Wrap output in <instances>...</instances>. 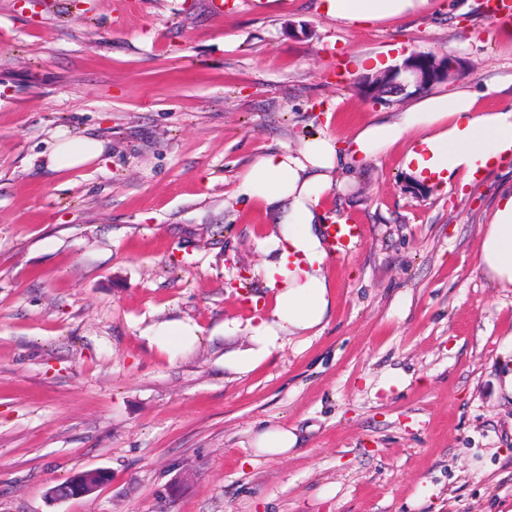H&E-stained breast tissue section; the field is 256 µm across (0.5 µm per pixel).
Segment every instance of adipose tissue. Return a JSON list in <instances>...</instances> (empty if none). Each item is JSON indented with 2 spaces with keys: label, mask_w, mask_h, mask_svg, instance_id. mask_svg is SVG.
Here are the masks:
<instances>
[{
  "label": "adipose tissue",
  "mask_w": 512,
  "mask_h": 512,
  "mask_svg": "<svg viewBox=\"0 0 512 512\" xmlns=\"http://www.w3.org/2000/svg\"><path fill=\"white\" fill-rule=\"evenodd\" d=\"M432 0H322L324 17L350 28L399 22L431 12ZM512 77L474 91L461 84L449 93H429L392 118H374L347 138L329 134L306 140L298 150L259 157L241 176L238 195L254 200L276 226L272 236L278 254L265 263L273 292L269 307L252 317L251 349L229 363L247 372L269 355L281 337L320 330L333 301L327 273L331 261L324 241L326 222L321 205L334 184L339 162L377 160L400 153L406 172L429 183L458 180L470 188L494 167L512 164ZM497 107H489V100ZM102 141L92 134H57L48 166L58 171L98 158ZM477 270L494 284L512 288V183L499 189L489 223L480 234Z\"/></svg>",
  "instance_id": "adipose-tissue-1"
}]
</instances>
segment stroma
I'll return each instance as SVG.
<instances>
[{
    "label": "stroma",
    "mask_w": 512,
    "mask_h": 512,
    "mask_svg": "<svg viewBox=\"0 0 512 512\" xmlns=\"http://www.w3.org/2000/svg\"><path fill=\"white\" fill-rule=\"evenodd\" d=\"M318 4L0 0V512H512V288L476 268L511 171L462 192L395 154L341 164L323 206L367 236L327 268V324L224 365L272 301L275 227L243 172L403 109L357 90L373 60L512 75L483 0L360 30ZM63 131L104 153L49 171ZM171 322L196 343L162 350ZM277 424L296 447L254 455ZM94 469L93 494L48 498Z\"/></svg>",
    "instance_id": "stroma-1"
}]
</instances>
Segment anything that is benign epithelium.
Wrapping results in <instances>:
<instances>
[{
    "instance_id": "obj_1",
    "label": "benign epithelium",
    "mask_w": 512,
    "mask_h": 512,
    "mask_svg": "<svg viewBox=\"0 0 512 512\" xmlns=\"http://www.w3.org/2000/svg\"><path fill=\"white\" fill-rule=\"evenodd\" d=\"M462 70L463 66L459 64L447 69L437 58L433 60V64L422 67L415 63L414 56L411 55L400 64H395L371 77H363L359 87L360 91L371 99L402 98L420 93L434 86L440 79L450 81ZM97 489L96 485H86L79 480H72L65 485H56L53 488V496L54 499L63 501L73 497L87 496Z\"/></svg>"
}]
</instances>
